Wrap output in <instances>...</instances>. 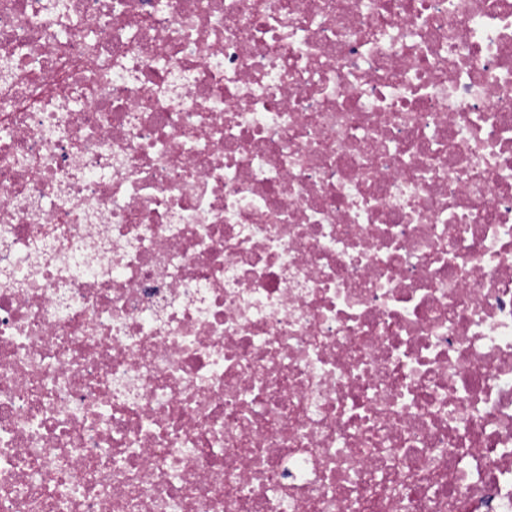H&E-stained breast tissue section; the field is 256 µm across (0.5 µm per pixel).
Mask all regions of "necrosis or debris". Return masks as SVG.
Listing matches in <instances>:
<instances>
[{
  "mask_svg": "<svg viewBox=\"0 0 512 512\" xmlns=\"http://www.w3.org/2000/svg\"><path fill=\"white\" fill-rule=\"evenodd\" d=\"M0 512H512V0H0Z\"/></svg>",
  "mask_w": 512,
  "mask_h": 512,
  "instance_id": "obj_1",
  "label": "necrosis or debris"
}]
</instances>
